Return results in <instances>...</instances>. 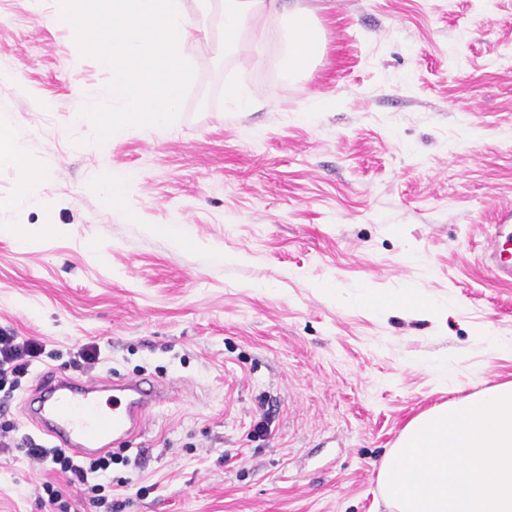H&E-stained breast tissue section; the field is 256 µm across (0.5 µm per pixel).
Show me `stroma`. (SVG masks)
I'll use <instances>...</instances> for the list:
<instances>
[{
  "instance_id": "obj_1",
  "label": "stroma",
  "mask_w": 512,
  "mask_h": 512,
  "mask_svg": "<svg viewBox=\"0 0 512 512\" xmlns=\"http://www.w3.org/2000/svg\"><path fill=\"white\" fill-rule=\"evenodd\" d=\"M324 49L289 76L279 38L228 50L190 0L195 77L172 133L93 140L77 92L109 101V76L62 28L54 0H0V125L42 174V206L0 210V328L46 349L4 400L42 372H70L98 343L97 375L174 388L143 434L121 512H389L384 454L428 408L512 381V287L484 271L483 235L512 211V0H296ZM239 90L252 103L238 111ZM132 174L123 205L100 180ZM330 283L346 303L322 289ZM415 288L432 314L397 300ZM448 356L457 389L429 368ZM272 410L266 439L249 434ZM98 512L65 478L0 450V512ZM100 363V347L94 343L89 342L82 345L74 354L72 365L78 369L87 371L94 370Z\"/></svg>"
}]
</instances>
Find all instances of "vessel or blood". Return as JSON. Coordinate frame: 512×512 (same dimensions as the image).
I'll return each instance as SVG.
<instances>
[{"mask_svg":"<svg viewBox=\"0 0 512 512\" xmlns=\"http://www.w3.org/2000/svg\"><path fill=\"white\" fill-rule=\"evenodd\" d=\"M483 250L491 277L512 282L511 218L501 216L499 223L489 226ZM110 390L118 397L107 411L100 396ZM171 393L170 386L141 377L75 378L60 372L42 382L26 419L53 445L87 457L142 432L154 410L169 401Z\"/></svg>","mask_w":512,"mask_h":512,"instance_id":"b4317fda","label":"vessel or blood"}]
</instances>
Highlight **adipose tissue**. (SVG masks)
Instances as JSON below:
<instances>
[{"label": "adipose tissue", "instance_id": "adipose-tissue-1", "mask_svg": "<svg viewBox=\"0 0 512 512\" xmlns=\"http://www.w3.org/2000/svg\"><path fill=\"white\" fill-rule=\"evenodd\" d=\"M220 24L224 30V45L229 49L249 44L256 53H263L273 37L270 22L274 17L289 14L290 34L285 49V63L290 72L309 69L323 48V34L308 16L287 9L285 0H219ZM27 147L14 136L0 132V158H9L24 169L23 182L1 206L21 212L40 205L37 193L40 174L26 165Z\"/></svg>", "mask_w": 512, "mask_h": 512}]
</instances>
